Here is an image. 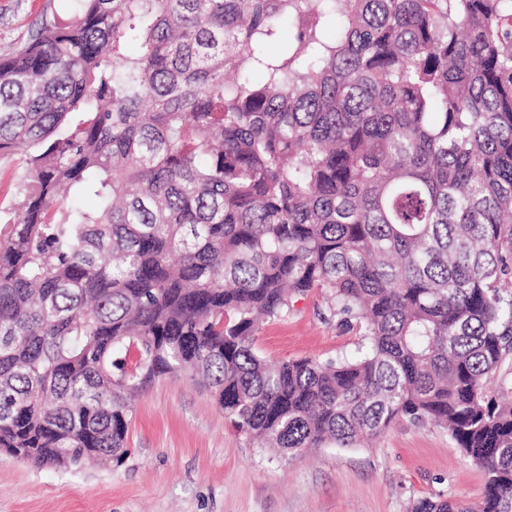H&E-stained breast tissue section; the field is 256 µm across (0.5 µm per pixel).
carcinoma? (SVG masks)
<instances>
[{
	"label": "carcinoma",
	"mask_w": 512,
	"mask_h": 512,
	"mask_svg": "<svg viewBox=\"0 0 512 512\" xmlns=\"http://www.w3.org/2000/svg\"><path fill=\"white\" fill-rule=\"evenodd\" d=\"M81 2L0 58V159L34 150L0 209V452L121 461L181 372L291 456L440 425L483 498L411 512H512V0ZM315 288L358 356L268 363L253 332Z\"/></svg>",
	"instance_id": "carcinoma-1"
}]
</instances>
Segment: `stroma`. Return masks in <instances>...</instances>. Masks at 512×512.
Masks as SVG:
<instances>
[{
  "label": "stroma",
  "instance_id": "stroma-1",
  "mask_svg": "<svg viewBox=\"0 0 512 512\" xmlns=\"http://www.w3.org/2000/svg\"><path fill=\"white\" fill-rule=\"evenodd\" d=\"M75 0H0V57L42 19L66 20ZM320 291L291 298L254 346L271 361L356 354ZM129 454L119 464L36 467L0 452V512H408L414 500L479 501L484 473L443 428L394 421L370 446L326 445L297 457L249 444L209 392L183 373L134 399Z\"/></svg>",
  "mask_w": 512,
  "mask_h": 512
}]
</instances>
